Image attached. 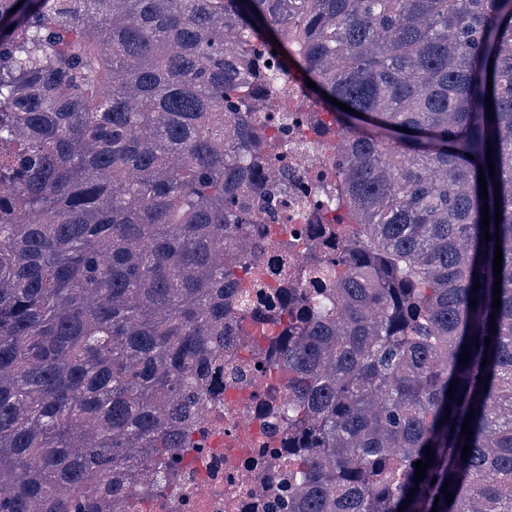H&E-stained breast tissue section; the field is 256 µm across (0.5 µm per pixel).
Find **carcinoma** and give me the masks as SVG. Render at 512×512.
<instances>
[{
  "label": "carcinoma",
  "instance_id": "obj_1",
  "mask_svg": "<svg viewBox=\"0 0 512 512\" xmlns=\"http://www.w3.org/2000/svg\"><path fill=\"white\" fill-rule=\"evenodd\" d=\"M270 32L349 220L266 337L288 512H512V0H0V512H113L220 397L255 194H288L233 117Z\"/></svg>",
  "mask_w": 512,
  "mask_h": 512
}]
</instances>
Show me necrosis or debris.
<instances>
[{
    "label": "necrosis or debris",
    "mask_w": 512,
    "mask_h": 512,
    "mask_svg": "<svg viewBox=\"0 0 512 512\" xmlns=\"http://www.w3.org/2000/svg\"><path fill=\"white\" fill-rule=\"evenodd\" d=\"M265 79L249 97L266 117L265 134L276 145L265 152L268 165L283 170L288 195L253 214L258 260L271 270L266 288L279 287L280 257L264 248L267 234L284 232L328 258L336 256V226L344 211L336 200L339 158L328 146L336 125L299 74L282 68L281 55L263 42L253 44ZM285 109L272 107L274 98ZM274 371L262 346L252 352H224L222 401L210 405L194 426V448L175 459L171 480L149 501L132 497L126 512H282L287 503L288 468L282 428L265 394Z\"/></svg>",
    "instance_id": "1"
}]
</instances>
